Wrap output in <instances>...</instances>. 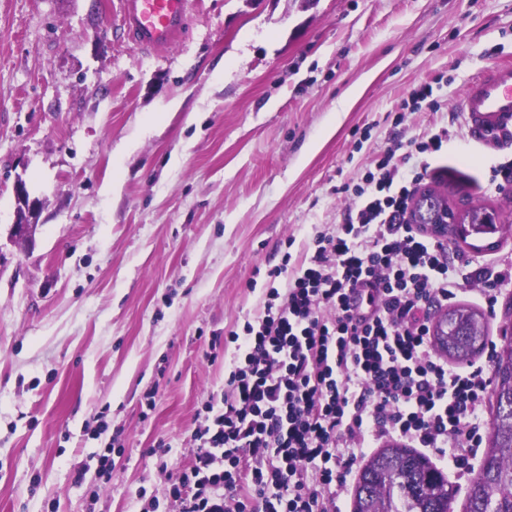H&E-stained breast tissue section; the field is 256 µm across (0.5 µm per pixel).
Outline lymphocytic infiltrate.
I'll list each match as a JSON object with an SVG mask.
<instances>
[{
  "instance_id": "1",
  "label": "lymphocytic infiltrate",
  "mask_w": 512,
  "mask_h": 512,
  "mask_svg": "<svg viewBox=\"0 0 512 512\" xmlns=\"http://www.w3.org/2000/svg\"><path fill=\"white\" fill-rule=\"evenodd\" d=\"M449 140L439 127L387 148L342 223L231 333L222 406L171 487L180 512H334L367 440L480 447L488 365L452 367L432 346V314L457 296L453 253L408 221Z\"/></svg>"
}]
</instances>
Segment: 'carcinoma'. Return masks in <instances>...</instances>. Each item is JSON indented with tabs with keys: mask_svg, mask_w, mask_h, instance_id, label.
<instances>
[{
	"mask_svg": "<svg viewBox=\"0 0 512 512\" xmlns=\"http://www.w3.org/2000/svg\"><path fill=\"white\" fill-rule=\"evenodd\" d=\"M461 226L457 239L492 235L496 230L477 221L470 208L448 207ZM439 348L463 362L484 348L486 321L469 306L442 313L434 330ZM494 417L489 441L496 454L486 457L471 480L465 512H512V338L494 352ZM454 491L448 478L428 457L405 445L391 444L374 452L362 466L353 497V512H453Z\"/></svg>",
	"mask_w": 512,
	"mask_h": 512,
	"instance_id": "1",
	"label": "carcinoma"
}]
</instances>
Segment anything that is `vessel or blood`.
Segmentation results:
<instances>
[{"mask_svg":"<svg viewBox=\"0 0 512 512\" xmlns=\"http://www.w3.org/2000/svg\"><path fill=\"white\" fill-rule=\"evenodd\" d=\"M191 7L190 0H122L121 20L137 47L159 51L185 31ZM459 108L475 142L496 149L512 141V64L485 68L465 91Z\"/></svg>","mask_w":512,"mask_h":512,"instance_id":"b4317fda","label":"vessel or blood"}]
</instances>
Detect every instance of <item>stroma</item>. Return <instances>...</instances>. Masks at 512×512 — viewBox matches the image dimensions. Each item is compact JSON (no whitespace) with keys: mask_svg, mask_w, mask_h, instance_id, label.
<instances>
[{"mask_svg":"<svg viewBox=\"0 0 512 512\" xmlns=\"http://www.w3.org/2000/svg\"><path fill=\"white\" fill-rule=\"evenodd\" d=\"M192 4L148 52L120 0H0V512H178L229 331L394 142L446 127L428 185L501 217L497 248L455 245V277L512 257V189L487 176L512 144L468 143L457 107L512 61V0ZM428 82L441 110L395 125ZM20 180L39 202L27 244L10 240ZM456 302L502 344L512 282L494 306L474 284Z\"/></svg>","mask_w":512,"mask_h":512,"instance_id":"1","label":"stroma"}]
</instances>
